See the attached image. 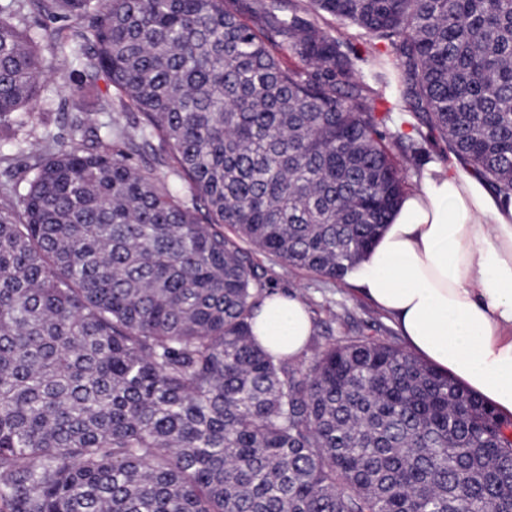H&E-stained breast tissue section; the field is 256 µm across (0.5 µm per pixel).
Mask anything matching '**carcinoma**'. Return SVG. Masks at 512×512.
<instances>
[{"instance_id": "carcinoma-1", "label": "carcinoma", "mask_w": 512, "mask_h": 512, "mask_svg": "<svg viewBox=\"0 0 512 512\" xmlns=\"http://www.w3.org/2000/svg\"><path fill=\"white\" fill-rule=\"evenodd\" d=\"M51 71L141 121L68 87L0 208V512H512V416L372 336L272 355L241 246L344 280L430 140L512 198V0H10L0 141ZM101 121L102 117L100 114L91 112L81 136L78 137L79 144H82L89 151L101 149L102 143L100 144L99 138L100 135L102 136V132L99 130Z\"/></svg>"}]
</instances>
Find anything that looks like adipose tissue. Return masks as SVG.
I'll list each match as a JSON object with an SVG mask.
<instances>
[{
    "instance_id": "adipose-tissue-1",
    "label": "adipose tissue",
    "mask_w": 512,
    "mask_h": 512,
    "mask_svg": "<svg viewBox=\"0 0 512 512\" xmlns=\"http://www.w3.org/2000/svg\"><path fill=\"white\" fill-rule=\"evenodd\" d=\"M349 281L397 320L413 353L512 415V200L462 166L430 169ZM252 326L291 359L312 334L295 293L266 298Z\"/></svg>"
}]
</instances>
